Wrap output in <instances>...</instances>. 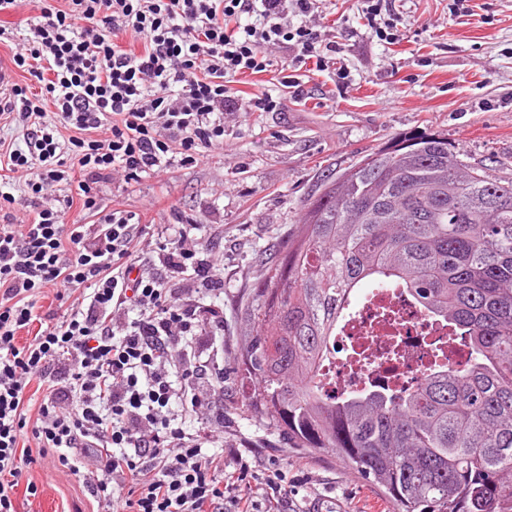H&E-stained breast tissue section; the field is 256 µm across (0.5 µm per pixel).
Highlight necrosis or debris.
<instances>
[{
  "label": "necrosis or debris",
  "mask_w": 512,
  "mask_h": 512,
  "mask_svg": "<svg viewBox=\"0 0 512 512\" xmlns=\"http://www.w3.org/2000/svg\"><path fill=\"white\" fill-rule=\"evenodd\" d=\"M441 321L394 288L368 294L344 323L325 371L333 390L406 386L436 363L463 364L464 343L449 339Z\"/></svg>",
  "instance_id": "necrosis-or-debris-1"
}]
</instances>
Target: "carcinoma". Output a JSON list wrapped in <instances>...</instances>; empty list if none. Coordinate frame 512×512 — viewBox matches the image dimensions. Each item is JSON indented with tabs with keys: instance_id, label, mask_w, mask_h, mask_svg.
<instances>
[{
	"instance_id": "obj_1",
	"label": "carcinoma",
	"mask_w": 512,
	"mask_h": 512,
	"mask_svg": "<svg viewBox=\"0 0 512 512\" xmlns=\"http://www.w3.org/2000/svg\"><path fill=\"white\" fill-rule=\"evenodd\" d=\"M324 182L244 307L253 416L332 452L398 512H512V179L441 135L402 138ZM358 288H404L469 340L408 392H324Z\"/></svg>"
}]
</instances>
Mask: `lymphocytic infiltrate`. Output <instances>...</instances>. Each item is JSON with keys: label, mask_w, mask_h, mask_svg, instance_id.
<instances>
[{"label": "lymphocytic infiltrate", "mask_w": 512, "mask_h": 512, "mask_svg": "<svg viewBox=\"0 0 512 512\" xmlns=\"http://www.w3.org/2000/svg\"><path fill=\"white\" fill-rule=\"evenodd\" d=\"M316 2L38 0L41 19L17 43L13 63L41 93L17 86L0 106V120L36 123L24 148L0 141V205L13 202L19 184L37 202L32 219L0 226V512H15L27 437L112 512H255L253 494L228 468L239 450L202 456L203 435L182 426L183 407L214 414L223 389L186 350L202 323L224 328L222 317L202 319L190 302L220 289L215 261L181 226L156 244L160 272L138 274L145 226L135 214L69 224L70 199H42L70 180L71 159L84 173L82 205L95 209L98 183L115 172L131 180L202 161L224 143L225 113L275 110L268 94L230 96L225 80L276 65H327L337 42L303 22ZM292 14L301 24L289 23ZM121 36L140 52L122 49ZM281 44L296 54L277 64L269 50ZM50 106L71 129L67 139L42 126ZM189 269L191 288L170 287L169 275ZM48 288L60 301L76 289L82 296L60 323L18 345ZM35 380L48 391L32 417Z\"/></svg>", "instance_id": "1"}]
</instances>
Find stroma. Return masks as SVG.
<instances>
[{
	"mask_svg": "<svg viewBox=\"0 0 512 512\" xmlns=\"http://www.w3.org/2000/svg\"><path fill=\"white\" fill-rule=\"evenodd\" d=\"M366 7L320 0L318 28L335 36L340 53L323 71L298 69L299 95H286L277 70L228 82L234 96H285L281 110L225 114L223 148L192 165L101 183L97 211L76 205L67 213L68 222L96 224L112 210L132 211L152 240L166 225L190 224L200 250L220 259L222 291L194 303L222 311L224 332L202 326L192 353L224 380V445L240 449L244 483L281 474L285 512H395L334 454L292 447L245 409L236 358L246 295L305 204L325 176L416 134L443 135L464 161L512 178V0H388L394 43L370 33ZM28 453L36 461L21 467L17 512H108L76 477L55 472L52 458Z\"/></svg>",
	"mask_w": 512,
	"mask_h": 512,
	"instance_id": "35a3bbf8",
	"label": "stroma"
}]
</instances>
